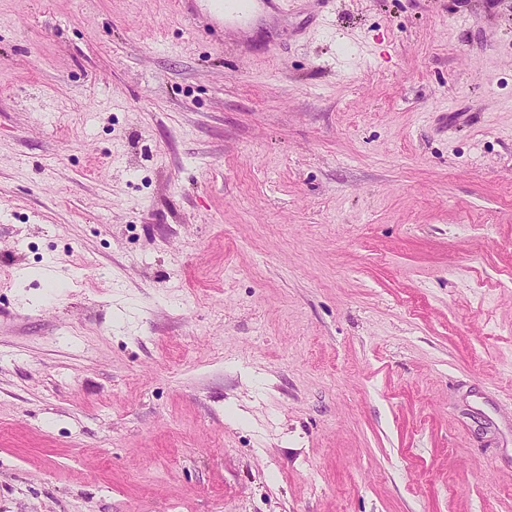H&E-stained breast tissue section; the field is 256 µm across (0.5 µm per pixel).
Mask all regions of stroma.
Returning a JSON list of instances; mask_svg holds the SVG:
<instances>
[{"mask_svg":"<svg viewBox=\"0 0 512 512\" xmlns=\"http://www.w3.org/2000/svg\"><path fill=\"white\" fill-rule=\"evenodd\" d=\"M0 512H512V0H0ZM206 1L211 7H214L221 19L231 21L238 19L248 13L258 4L267 5L278 9V5H282L284 0H202Z\"/></svg>","mask_w":512,"mask_h":512,"instance_id":"obj_1","label":"stroma"}]
</instances>
